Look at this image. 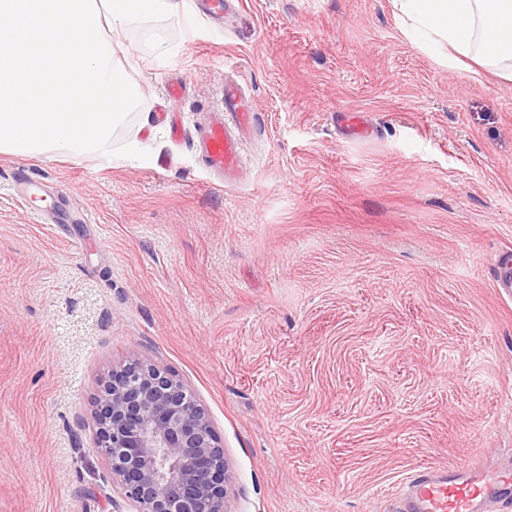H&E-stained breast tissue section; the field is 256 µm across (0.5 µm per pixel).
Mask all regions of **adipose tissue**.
<instances>
[{"label":"adipose tissue","instance_id":"ef3b65f1","mask_svg":"<svg viewBox=\"0 0 512 512\" xmlns=\"http://www.w3.org/2000/svg\"><path fill=\"white\" fill-rule=\"evenodd\" d=\"M411 43L448 65L512 82V0H393Z\"/></svg>","mask_w":512,"mask_h":512}]
</instances>
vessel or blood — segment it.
<instances>
[{
	"label": "vessel or blood",
	"mask_w": 512,
	"mask_h": 512,
	"mask_svg": "<svg viewBox=\"0 0 512 512\" xmlns=\"http://www.w3.org/2000/svg\"><path fill=\"white\" fill-rule=\"evenodd\" d=\"M221 100V110L212 112L199 129L198 147L207 169L224 178L241 168L243 143L256 117L238 85L225 84ZM506 502L512 503V472L489 459H468L416 469L391 512H495Z\"/></svg>",
	"instance_id": "b4317fda"
}]
</instances>
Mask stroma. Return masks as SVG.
Segmentation results:
<instances>
[{
    "mask_svg": "<svg viewBox=\"0 0 512 512\" xmlns=\"http://www.w3.org/2000/svg\"><path fill=\"white\" fill-rule=\"evenodd\" d=\"M180 3L122 40L112 144L148 159L0 153V512H133L93 420L132 359L207 410L230 512H389L414 469L512 455V82L417 50L393 0H232L221 28ZM228 78L259 124L222 185L196 125Z\"/></svg>",
    "mask_w": 512,
    "mask_h": 512,
    "instance_id": "1",
    "label": "stroma"
}]
</instances>
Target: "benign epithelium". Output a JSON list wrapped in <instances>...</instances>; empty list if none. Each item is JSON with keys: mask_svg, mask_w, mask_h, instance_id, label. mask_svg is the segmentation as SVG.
Returning a JSON list of instances; mask_svg holds the SVG:
<instances>
[{"mask_svg": "<svg viewBox=\"0 0 512 512\" xmlns=\"http://www.w3.org/2000/svg\"><path fill=\"white\" fill-rule=\"evenodd\" d=\"M99 447L135 512H224V448L175 375L139 360L112 372L95 400Z\"/></svg>", "mask_w": 512, "mask_h": 512, "instance_id": "1", "label": "benign epithelium"}]
</instances>
